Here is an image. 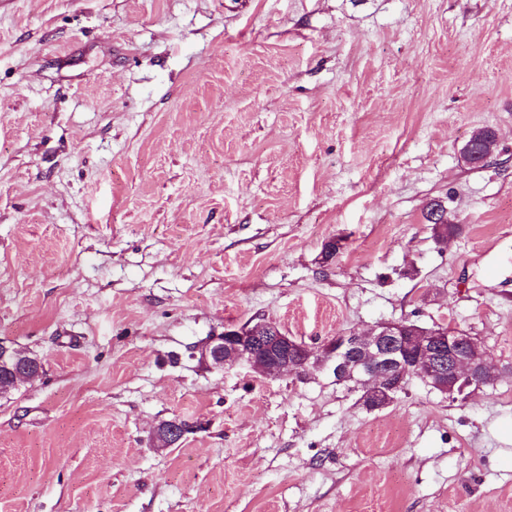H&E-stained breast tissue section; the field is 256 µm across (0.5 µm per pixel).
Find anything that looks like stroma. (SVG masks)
Masks as SVG:
<instances>
[{
	"mask_svg": "<svg viewBox=\"0 0 512 512\" xmlns=\"http://www.w3.org/2000/svg\"><path fill=\"white\" fill-rule=\"evenodd\" d=\"M401 319L496 385L370 411L200 355ZM0 342L44 364L0 512H512V0H0ZM496 140V131L490 127L474 130L461 150L464 162L471 166L487 163L493 155ZM186 427L177 420L161 421L153 431L154 447L158 448L159 439L164 448H170L177 444L185 435Z\"/></svg>",
	"mask_w": 512,
	"mask_h": 512,
	"instance_id": "1",
	"label": "stroma"
}]
</instances>
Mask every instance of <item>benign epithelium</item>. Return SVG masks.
I'll return each mask as SVG.
<instances>
[{
	"label": "benign epithelium",
	"instance_id": "benign-epithelium-1",
	"mask_svg": "<svg viewBox=\"0 0 512 512\" xmlns=\"http://www.w3.org/2000/svg\"><path fill=\"white\" fill-rule=\"evenodd\" d=\"M497 135L490 127L473 131L462 147L465 163L480 166L494 152ZM317 360L336 383L363 392L364 407H388L408 382L418 379L450 400L465 401L484 388L492 354L477 337L451 328H421L405 321L382 322L365 333H341L323 344ZM305 344L284 333L277 324L227 327L224 336L201 349L203 359L214 365L245 362L265 375L298 374L301 363L312 357ZM0 363L12 371L13 384L29 381L34 369L13 367L12 348L0 345ZM177 420H164L153 431L154 446L170 448L185 435Z\"/></svg>",
	"mask_w": 512,
	"mask_h": 512
}]
</instances>
